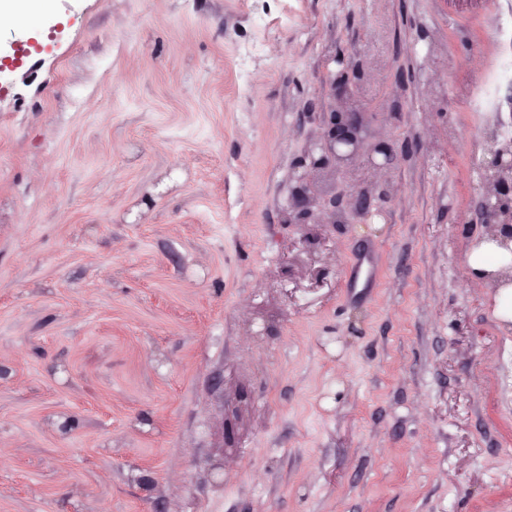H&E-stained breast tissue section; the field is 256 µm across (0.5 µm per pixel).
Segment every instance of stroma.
<instances>
[{
	"mask_svg": "<svg viewBox=\"0 0 512 512\" xmlns=\"http://www.w3.org/2000/svg\"><path fill=\"white\" fill-rule=\"evenodd\" d=\"M338 53L392 157L313 173L347 223L286 224ZM505 55L512 0L1 25L0 512H512V324L462 276Z\"/></svg>",
	"mask_w": 512,
	"mask_h": 512,
	"instance_id": "stroma-1",
	"label": "stroma"
}]
</instances>
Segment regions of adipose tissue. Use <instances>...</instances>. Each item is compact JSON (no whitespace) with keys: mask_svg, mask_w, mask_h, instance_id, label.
Returning <instances> with one entry per match:
<instances>
[{"mask_svg":"<svg viewBox=\"0 0 512 512\" xmlns=\"http://www.w3.org/2000/svg\"><path fill=\"white\" fill-rule=\"evenodd\" d=\"M473 284L497 291L496 316L512 321V250L501 247L496 231L484 234L472 251L464 269Z\"/></svg>","mask_w":512,"mask_h":512,"instance_id":"1","label":"adipose tissue"}]
</instances>
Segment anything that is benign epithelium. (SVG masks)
Listing matches in <instances>:
<instances>
[{
  "mask_svg": "<svg viewBox=\"0 0 512 512\" xmlns=\"http://www.w3.org/2000/svg\"><path fill=\"white\" fill-rule=\"evenodd\" d=\"M332 99L321 132L304 149L294 179L296 188L283 209L284 223L306 224L314 210L322 211L323 224L347 222L343 211L336 208V199L325 200L313 192L311 173L330 166L339 168L365 154L371 161L392 155L390 143L376 138L364 124L361 114L365 108L359 100L356 84L349 74H332L328 79ZM486 182L495 192L486 196L482 206V223L496 225L502 244H512V140H504L491 150L486 161Z\"/></svg>",
  "mask_w": 512,
  "mask_h": 512,
  "instance_id": "1",
  "label": "benign epithelium"
}]
</instances>
